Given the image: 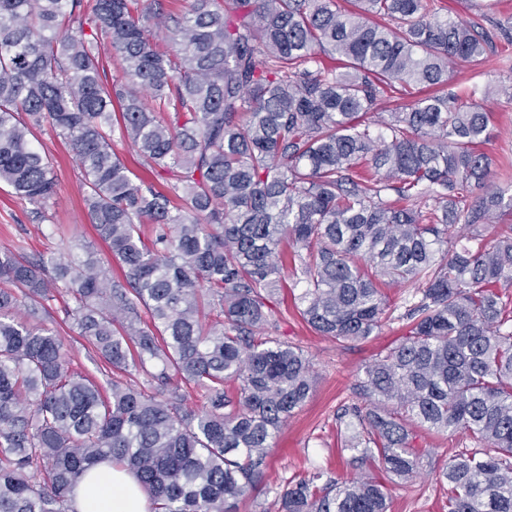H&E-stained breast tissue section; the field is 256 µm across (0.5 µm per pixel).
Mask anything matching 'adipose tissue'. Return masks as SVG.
<instances>
[{
  "label": "adipose tissue",
  "instance_id": "adipose-tissue-1",
  "mask_svg": "<svg viewBox=\"0 0 512 512\" xmlns=\"http://www.w3.org/2000/svg\"><path fill=\"white\" fill-rule=\"evenodd\" d=\"M79 512H147V496L132 474L113 470L111 481L88 474L78 487Z\"/></svg>",
  "mask_w": 512,
  "mask_h": 512
}]
</instances>
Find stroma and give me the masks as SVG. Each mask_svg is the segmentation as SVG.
Instances as JSON below:
<instances>
[{"label": "stroma", "instance_id": "stroma-1", "mask_svg": "<svg viewBox=\"0 0 512 512\" xmlns=\"http://www.w3.org/2000/svg\"><path fill=\"white\" fill-rule=\"evenodd\" d=\"M450 16L479 20L490 41L485 63L455 67V90L476 85L486 90L487 108L493 114L490 139L484 150L492 160L488 184L503 197L512 196V95L505 86L512 84V0H489L477 7L475 0H446ZM36 148L52 160L56 192L45 204V220H37L35 207L17 196L7 184H0V251H14L31 258L81 256L83 246H90L101 264L114 268L107 246L93 229L91 217L82 200L81 170L68 145L50 127L36 134ZM412 294L408 288L388 292L398 314L404 311ZM397 316L391 317L368 340L342 348L314 335L290 304H283L275 316L276 335L285 342L299 345L309 358L315 376L314 391L306 403L289 417L279 431L267 458L265 477L249 498L239 503L237 512H278L273 486L285 483L294 473L320 466L332 476H358L370 471V464H349L347 455L338 450L336 412L351 402L357 371L386 351L404 336L406 328ZM49 319L58 329L71 358V367L95 372L100 360L88 340L79 336L73 321L64 311L63 300L52 301ZM411 445L429 449L418 473L398 480L391 489L389 512H448V487L439 473L455 455L472 449V441L461 434L446 436L416 427Z\"/></svg>", "mask_w": 512, "mask_h": 512}]
</instances>
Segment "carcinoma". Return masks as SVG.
Segmentation results:
<instances>
[{
  "label": "carcinoma",
  "instance_id": "carcinoma-1",
  "mask_svg": "<svg viewBox=\"0 0 512 512\" xmlns=\"http://www.w3.org/2000/svg\"><path fill=\"white\" fill-rule=\"evenodd\" d=\"M138 4L0 0V182L38 206L54 195L33 143L49 125L123 271L90 250L50 268L0 252V512H78L74 487L105 462L153 512H236L315 385L303 350L268 335L284 288L346 346L407 285L406 336L336 413L341 451L376 473L299 472L279 512H388L386 480L425 456L412 426L477 442L442 468L448 512H512V224L493 223L512 199L468 203L492 113L451 89L453 66L485 59L479 24L440 17L445 0ZM399 86L419 98L382 113ZM117 129L173 181L131 176ZM58 282L103 383L72 370L47 322Z\"/></svg>",
  "mask_w": 512,
  "mask_h": 512
}]
</instances>
